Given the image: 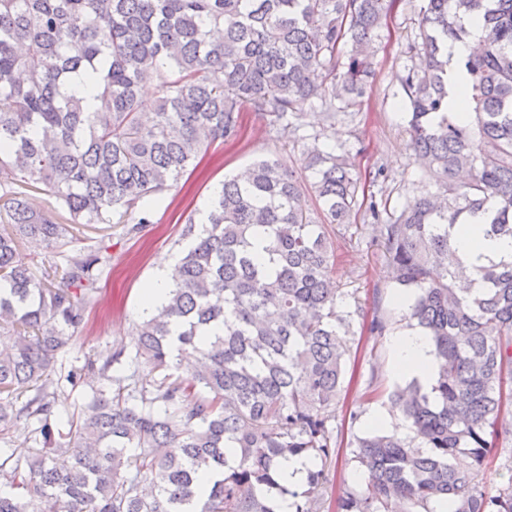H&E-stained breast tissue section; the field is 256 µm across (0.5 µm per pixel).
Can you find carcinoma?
Instances as JSON below:
<instances>
[{"label": "carcinoma", "mask_w": 512, "mask_h": 512, "mask_svg": "<svg viewBox=\"0 0 512 512\" xmlns=\"http://www.w3.org/2000/svg\"><path fill=\"white\" fill-rule=\"evenodd\" d=\"M397 0H0V434L24 420L33 446L0 448V512H397L401 502L448 512H512V483L489 494L482 475L512 435V260L472 266L455 228L482 217L512 237V0H422L418 34L399 75L415 162L439 194L366 207L409 318L430 339L436 371L393 402L413 436L357 439L367 487L339 501L316 493L336 457L331 421L349 352L350 312L333 286L334 242L363 207L352 165L318 144L301 183L267 158L224 179L209 224L181 259L166 303L138 325L135 352L87 358L77 416L54 420L55 358L94 301L107 249L66 257L64 288L20 252L76 238L116 213L150 223L139 202L167 190L204 144L238 137L258 112L291 132L315 104L361 97L375 75L373 39ZM485 36L458 61L468 117L448 111V40L466 21ZM345 61L338 63L341 48ZM97 84L94 103L69 92ZM158 87L153 116L139 89ZM45 187L66 217L32 207ZM198 367L170 380L174 351ZM128 357L129 374L114 368ZM161 378L138 384V366ZM319 461L306 489L279 483L280 460Z\"/></svg>", "instance_id": "1"}]
</instances>
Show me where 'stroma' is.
<instances>
[{
	"instance_id": "obj_1",
	"label": "stroma",
	"mask_w": 512,
	"mask_h": 512,
	"mask_svg": "<svg viewBox=\"0 0 512 512\" xmlns=\"http://www.w3.org/2000/svg\"><path fill=\"white\" fill-rule=\"evenodd\" d=\"M419 5L420 0H398L387 26L379 31L374 42L376 78L357 107L336 112L331 121L320 108L305 109L295 134L260 113H244L236 140L204 147L198 166L157 195L151 223L136 226L129 217L116 215L108 224L82 225L76 241L60 242L33 256L32 268L39 275L54 273L80 247L103 244L112 256L111 265L99 276L95 303L86 313L82 330L57 357L58 373L116 347L133 348L141 319L142 286L156 275L160 257L187 253L196 240L187 231L189 220L198 219L225 175L239 168L273 158L293 174H301L304 140L316 135L354 165L362 176L365 196L385 200L389 209L400 208L406 199L437 193V185L419 171L407 145L398 81L417 31ZM380 167L386 171L385 178L372 180V171ZM333 241L337 259L332 276L345 294L344 310L353 314L354 334L348 339L350 354L334 422L336 466L330 483L320 491L328 500L365 490L367 474L355 459V441L373 431V415L386 418L387 431L407 433L402 413L389 398L409 381L408 375L393 369L391 338L414 329L406 307L397 301L378 235L364 215H357L355 223ZM375 315L385 318L386 335L373 336L366 330ZM372 381L381 390L375 399L367 395Z\"/></svg>"
}]
</instances>
